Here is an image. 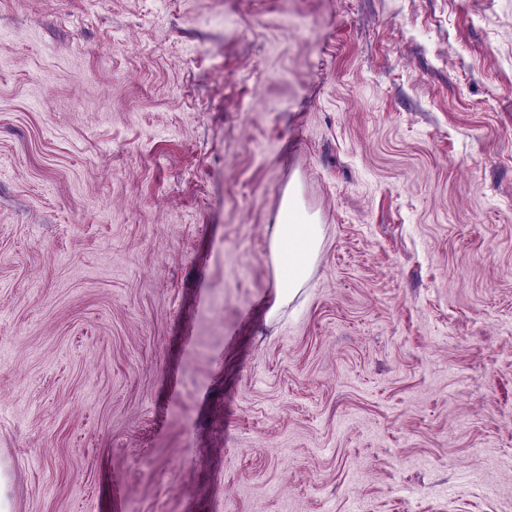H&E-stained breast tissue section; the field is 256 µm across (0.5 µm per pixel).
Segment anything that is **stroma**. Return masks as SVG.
<instances>
[{"label":"stroma","mask_w":512,"mask_h":512,"mask_svg":"<svg viewBox=\"0 0 512 512\" xmlns=\"http://www.w3.org/2000/svg\"><path fill=\"white\" fill-rule=\"evenodd\" d=\"M0 467L8 512H512V0H0ZM321 243V224L305 216L295 192L288 190L270 238L276 302L292 299L304 286Z\"/></svg>","instance_id":"1"}]
</instances>
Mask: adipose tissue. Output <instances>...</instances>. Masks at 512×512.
<instances>
[{"instance_id": "1", "label": "adipose tissue", "mask_w": 512, "mask_h": 512, "mask_svg": "<svg viewBox=\"0 0 512 512\" xmlns=\"http://www.w3.org/2000/svg\"><path fill=\"white\" fill-rule=\"evenodd\" d=\"M321 243L320 225L305 216L295 192H287L270 238L277 301L292 299L304 286Z\"/></svg>"}]
</instances>
